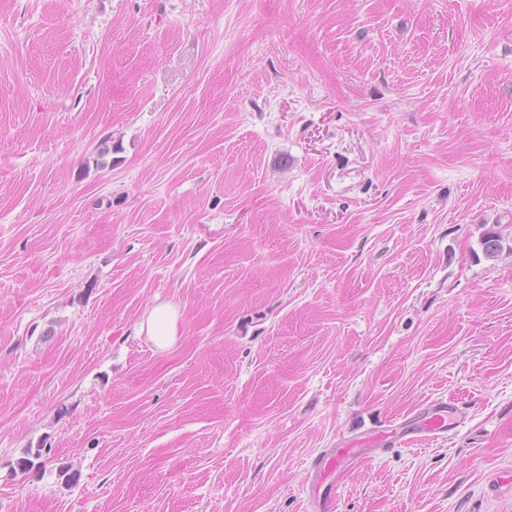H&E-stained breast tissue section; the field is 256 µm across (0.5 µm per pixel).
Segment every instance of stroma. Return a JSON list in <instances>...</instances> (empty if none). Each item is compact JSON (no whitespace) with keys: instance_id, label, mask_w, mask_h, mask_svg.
<instances>
[{"instance_id":"1","label":"stroma","mask_w":512,"mask_h":512,"mask_svg":"<svg viewBox=\"0 0 512 512\" xmlns=\"http://www.w3.org/2000/svg\"><path fill=\"white\" fill-rule=\"evenodd\" d=\"M441 399L336 512H512V0H0V512H310ZM138 331L158 349H169L179 337L178 308L170 302L155 304L139 323ZM460 425V413L455 403L438 402L432 405L428 412L418 417L408 432L392 441L382 434L369 436L339 448H332L329 454L317 459L312 464V480L315 493L312 497V507L315 512H335L337 482L345 474L364 461L370 448L381 443L393 441L405 445L413 436L435 438L444 435ZM411 435V436H410ZM410 436V437H407Z\"/></svg>"}]
</instances>
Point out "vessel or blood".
<instances>
[{"label": "vessel or blood", "mask_w": 512, "mask_h": 512, "mask_svg": "<svg viewBox=\"0 0 512 512\" xmlns=\"http://www.w3.org/2000/svg\"><path fill=\"white\" fill-rule=\"evenodd\" d=\"M459 425L460 413L456 404L438 402L433 404L428 412L418 417L408 433L412 436L435 438L456 429ZM385 440L386 437L382 434L362 438L331 449L329 454L313 462L314 512H336L335 489L338 480L364 461L370 448L384 443Z\"/></svg>", "instance_id": "vessel-or-blood-1"}]
</instances>
